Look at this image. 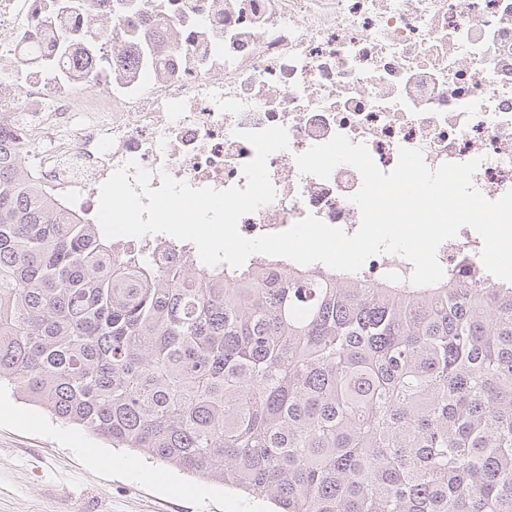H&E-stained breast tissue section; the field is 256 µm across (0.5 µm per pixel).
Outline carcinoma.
Instances as JSON below:
<instances>
[{
  "mask_svg": "<svg viewBox=\"0 0 512 512\" xmlns=\"http://www.w3.org/2000/svg\"><path fill=\"white\" fill-rule=\"evenodd\" d=\"M112 240L0 138V384L277 512H512V283Z\"/></svg>",
  "mask_w": 512,
  "mask_h": 512,
  "instance_id": "cac0c4a2",
  "label": "carcinoma"
}]
</instances>
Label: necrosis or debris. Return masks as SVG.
<instances>
[{
	"label": "necrosis or debris",
	"mask_w": 512,
	"mask_h": 512,
	"mask_svg": "<svg viewBox=\"0 0 512 512\" xmlns=\"http://www.w3.org/2000/svg\"><path fill=\"white\" fill-rule=\"evenodd\" d=\"M112 26L179 49L116 67L82 25L86 11ZM56 15L69 33L55 40ZM0 136L22 144L43 190L92 202L128 160L194 188L245 186L254 150L240 130L284 127L287 149L267 168L276 196L244 215L255 238L307 215L355 233L351 166L329 179L300 174L295 157L342 134L365 144L384 172L400 148L421 149L435 169L479 159L472 184L484 197L512 190V0H162L121 16L113 0H0ZM106 73L103 92L78 95L86 71ZM470 227L444 241L442 268H482Z\"/></svg>",
	"instance_id": "1"
}]
</instances>
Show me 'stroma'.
Segmentation results:
<instances>
[{
    "mask_svg": "<svg viewBox=\"0 0 512 512\" xmlns=\"http://www.w3.org/2000/svg\"><path fill=\"white\" fill-rule=\"evenodd\" d=\"M100 441L62 425L42 408L0 388V512H268L266 503L146 460L125 449L95 466Z\"/></svg>",
    "mask_w": 512,
    "mask_h": 512,
    "instance_id": "stroma-1",
    "label": "stroma"
}]
</instances>
